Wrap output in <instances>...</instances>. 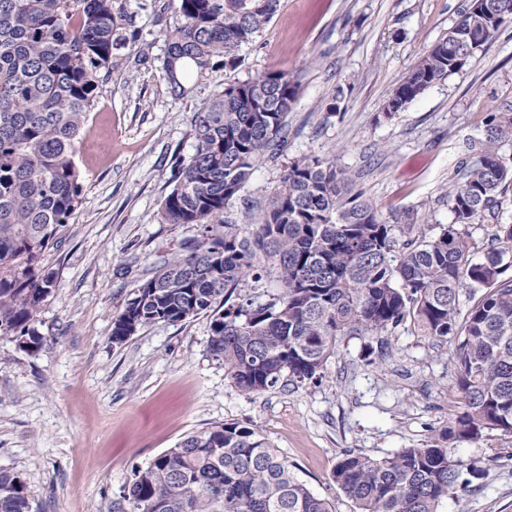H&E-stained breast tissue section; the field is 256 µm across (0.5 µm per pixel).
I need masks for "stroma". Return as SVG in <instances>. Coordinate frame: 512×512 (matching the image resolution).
Returning a JSON list of instances; mask_svg holds the SVG:
<instances>
[{
    "label": "stroma",
    "mask_w": 512,
    "mask_h": 512,
    "mask_svg": "<svg viewBox=\"0 0 512 512\" xmlns=\"http://www.w3.org/2000/svg\"><path fill=\"white\" fill-rule=\"evenodd\" d=\"M125 0L135 38L103 78L75 156L82 193L44 270L53 275L37 352L0 336V469L24 482L32 512H109L136 470L217 423L254 428L334 512H357L334 479L345 451L381 459L419 448L466 409L452 349L401 326L344 336L320 378L245 394L207 352L209 320L140 329L111 341L139 284L195 236L161 218L178 165L193 153L192 117L228 84L281 71L298 85L287 146L259 164L233 199L250 224L289 162L335 160L388 224L426 234L453 221L448 193L466 143L492 115L512 114V22L461 71L384 119L385 100L447 36L468 0H279L242 48V64L172 98L157 5ZM467 486L440 512H512V435L456 443Z\"/></svg>",
    "instance_id": "1"
}]
</instances>
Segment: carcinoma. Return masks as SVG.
<instances>
[{"label":"carcinoma","instance_id":"carcinoma-1","mask_svg":"<svg viewBox=\"0 0 512 512\" xmlns=\"http://www.w3.org/2000/svg\"><path fill=\"white\" fill-rule=\"evenodd\" d=\"M164 78L187 94L190 73L241 63L240 47L271 21L277 0H172ZM512 0H470L383 105L391 116L462 70L500 27ZM134 33L119 0H0V335L41 348L34 324L53 285L35 272L81 193L79 135L101 71ZM267 110L251 111L254 90ZM297 85L284 72L234 82L193 116L194 151L179 165L162 207L168 224H193L188 253L164 262L113 320L112 344L139 329L210 317L207 349L233 385L267 391L289 376L320 375L342 336H374L406 323L453 347L466 411L421 448L383 458L345 452L334 478L358 512H440L462 461L450 441L487 430L512 433V224H496L484 249L461 232L498 204L512 183V114L492 116L468 143L462 185L448 194L453 223L428 236L379 219L333 160L291 162L257 224L236 223L228 205L253 168L279 154ZM275 276L259 302L235 294ZM466 289L473 304L461 311ZM0 512H31L21 479L0 471ZM111 512H333L255 429L214 424L141 468Z\"/></svg>","mask_w":512,"mask_h":512}]
</instances>
